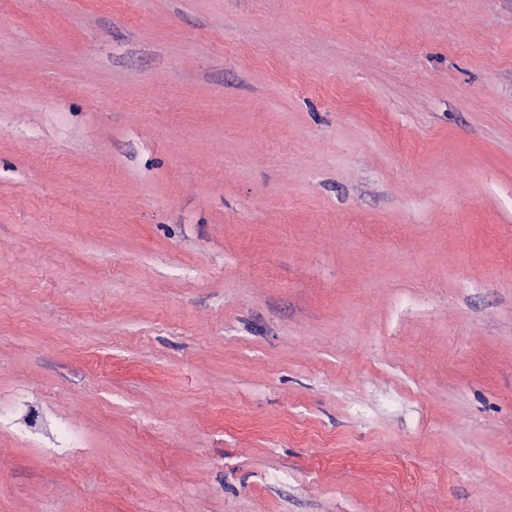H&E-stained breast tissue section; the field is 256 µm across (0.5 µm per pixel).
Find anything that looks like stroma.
I'll return each mask as SVG.
<instances>
[{
  "mask_svg": "<svg viewBox=\"0 0 512 512\" xmlns=\"http://www.w3.org/2000/svg\"><path fill=\"white\" fill-rule=\"evenodd\" d=\"M0 512H512V0H0Z\"/></svg>",
  "mask_w": 512,
  "mask_h": 512,
  "instance_id": "35a3bbf8",
  "label": "stroma"
}]
</instances>
